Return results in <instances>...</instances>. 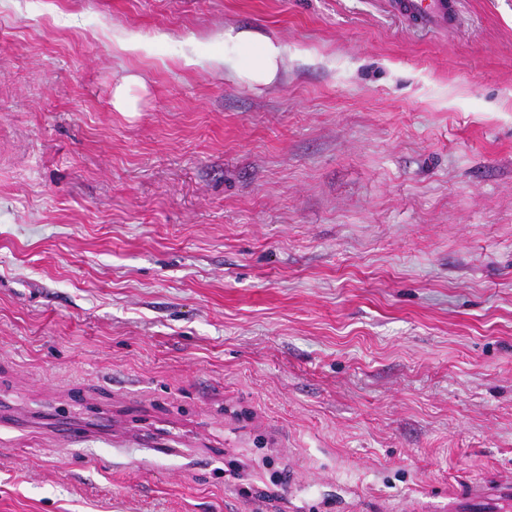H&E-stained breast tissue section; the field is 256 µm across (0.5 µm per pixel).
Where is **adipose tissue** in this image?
Listing matches in <instances>:
<instances>
[{"label":"adipose tissue","mask_w":512,"mask_h":512,"mask_svg":"<svg viewBox=\"0 0 512 512\" xmlns=\"http://www.w3.org/2000/svg\"><path fill=\"white\" fill-rule=\"evenodd\" d=\"M231 52L212 58L211 65L230 73L234 79L249 86L267 87L276 85L284 74V53L281 43L272 40L259 30L230 28L223 34ZM248 54V65H238L237 55Z\"/></svg>","instance_id":"ef3b65f1"}]
</instances>
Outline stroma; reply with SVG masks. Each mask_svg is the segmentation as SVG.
<instances>
[{
	"label": "stroma",
	"mask_w": 512,
	"mask_h": 512,
	"mask_svg": "<svg viewBox=\"0 0 512 512\" xmlns=\"http://www.w3.org/2000/svg\"><path fill=\"white\" fill-rule=\"evenodd\" d=\"M458 2L431 33L0 0V512H436L512 477V0ZM246 26L280 84L210 68ZM133 88L145 89L144 77L130 73L112 90V108L117 112L139 111L140 98L132 94Z\"/></svg>",
	"instance_id": "1"
}]
</instances>
